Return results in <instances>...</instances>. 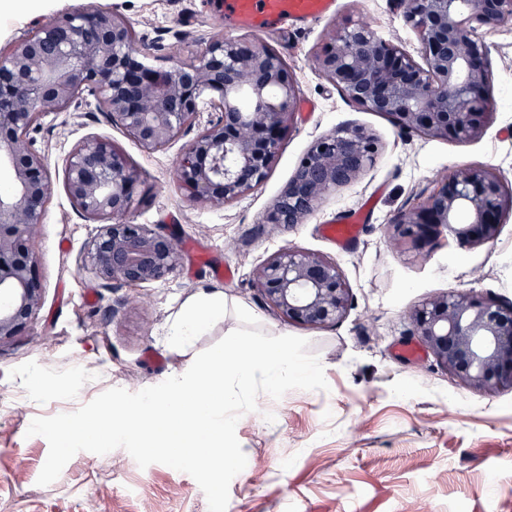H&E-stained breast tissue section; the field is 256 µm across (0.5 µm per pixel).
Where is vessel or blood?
I'll return each instance as SVG.
<instances>
[{
    "label": "vessel or blood",
    "instance_id": "b4317fda",
    "mask_svg": "<svg viewBox=\"0 0 512 512\" xmlns=\"http://www.w3.org/2000/svg\"><path fill=\"white\" fill-rule=\"evenodd\" d=\"M335 0H222L223 19L254 32L294 17L316 21L326 16Z\"/></svg>",
    "mask_w": 512,
    "mask_h": 512
}]
</instances>
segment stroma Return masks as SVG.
I'll return each instance as SVG.
<instances>
[{
	"instance_id": "obj_1",
	"label": "stroma",
	"mask_w": 512,
	"mask_h": 512,
	"mask_svg": "<svg viewBox=\"0 0 512 512\" xmlns=\"http://www.w3.org/2000/svg\"><path fill=\"white\" fill-rule=\"evenodd\" d=\"M112 8L140 32L156 65L168 64L175 52L184 59L200 53L216 33L249 36L226 27L212 0H34L24 14L0 16V50L51 14ZM342 19L366 21L378 35L418 51L394 0H336L332 16L286 20L261 33L284 52L302 107L265 181L226 207L191 203L176 178V162L196 128L143 152L87 91L70 111L49 113L33 128L51 175L49 203L32 239L43 305L24 332L0 346V512H208L190 475L159 463L139 467L122 448L78 452L56 481L38 485L49 445L25 435L34 418L75 411L109 388L136 392L159 384L237 329L231 314L192 349L164 344L171 319L202 289L245 307L264 333L307 339L329 385L277 401L259 395L257 411L240 418L236 435L247 465L230 484L227 512H512V392L468 388L424 351L413 362L400 355L418 344L411 310L431 296L460 289L512 301V214L492 243L466 248L445 235L423 258L390 237L400 212L421 205L441 176L460 168H494L512 187V21L483 35L492 62L491 120L481 138L461 143L405 132L389 117L353 105L318 75L314 57ZM347 124L376 137L373 163L305 223H267L312 142ZM95 137L122 149L140 174L126 220L165 229L178 244L181 265L166 281L107 284L86 263L97 226L67 197L64 159ZM368 202L373 208L348 244L337 247L325 236L326 225ZM283 246L336 260L353 293L342 322L303 327L265 306L253 271ZM76 369L84 376L77 391L68 386Z\"/></svg>"
}]
</instances>
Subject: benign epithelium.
<instances>
[{
    "instance_id": "7a95c632",
    "label": "benign epithelium",
    "mask_w": 512,
    "mask_h": 512,
    "mask_svg": "<svg viewBox=\"0 0 512 512\" xmlns=\"http://www.w3.org/2000/svg\"><path fill=\"white\" fill-rule=\"evenodd\" d=\"M415 33L420 59L377 35L369 23L340 22L325 37L315 69L356 106L392 118L428 140L469 142L489 120L491 60L474 29L512 20V0H396ZM133 28L117 10H73L37 23L0 52V164L11 191L0 194V346L19 335L43 304L31 245L51 193L44 155L30 131L41 116L67 112L92 88L100 111L151 153L199 121L176 176L188 198L222 208L258 187L294 124L298 80L286 57L261 40L214 36L194 59L144 62ZM378 153L370 132L345 127L318 137L275 200L268 223H305L338 188L355 182ZM138 172L111 141L80 142L65 159L73 207L99 230L87 262L106 283L129 287L173 274L175 239L124 219ZM512 213V191L490 167H466L439 180L425 202L400 213L392 238L422 255L446 230L466 246L494 242ZM254 287L283 320L310 328L345 319L353 294L333 258L282 248L259 265ZM412 335L444 371L480 392L512 391V301L467 290L424 300L409 315Z\"/></svg>"
}]
</instances>
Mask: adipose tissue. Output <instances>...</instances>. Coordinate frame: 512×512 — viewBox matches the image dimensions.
<instances>
[{
  "label": "adipose tissue",
  "mask_w": 512,
  "mask_h": 512,
  "mask_svg": "<svg viewBox=\"0 0 512 512\" xmlns=\"http://www.w3.org/2000/svg\"><path fill=\"white\" fill-rule=\"evenodd\" d=\"M228 301L222 294L202 290L191 296L167 327L164 341L168 348H190L199 336L223 321Z\"/></svg>",
  "instance_id": "adipose-tissue-1"
}]
</instances>
